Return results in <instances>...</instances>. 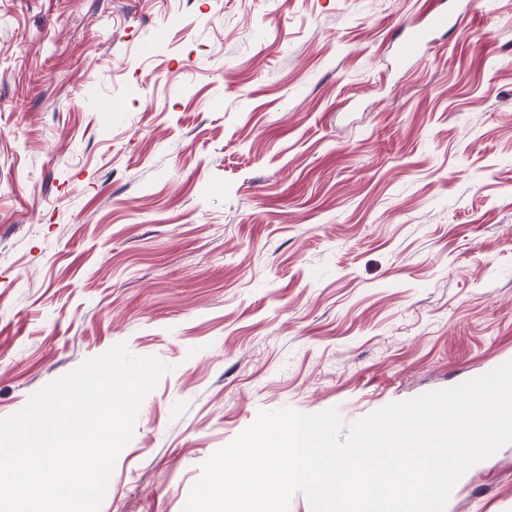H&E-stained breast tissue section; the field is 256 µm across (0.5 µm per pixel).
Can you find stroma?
I'll list each match as a JSON object with an SVG mask.
<instances>
[{
    "mask_svg": "<svg viewBox=\"0 0 512 512\" xmlns=\"http://www.w3.org/2000/svg\"><path fill=\"white\" fill-rule=\"evenodd\" d=\"M444 2L401 65L424 0H0V417L168 367L100 512H182L259 411L512 360V0ZM445 512H512V444ZM425 27L416 28L400 43L398 48L399 59L404 62L415 58L422 46L428 41L431 33L436 29H442L447 24L446 17L437 12L428 11Z\"/></svg>",
    "mask_w": 512,
    "mask_h": 512,
    "instance_id": "1",
    "label": "stroma"
}]
</instances>
